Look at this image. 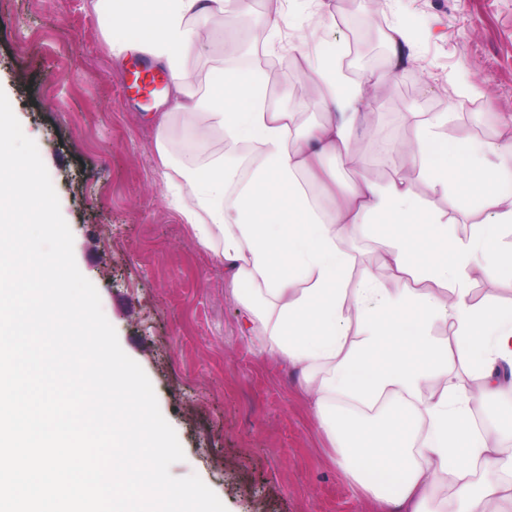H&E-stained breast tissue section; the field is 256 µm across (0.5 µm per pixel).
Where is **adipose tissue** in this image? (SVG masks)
Wrapping results in <instances>:
<instances>
[{
  "label": "adipose tissue",
  "instance_id": "obj_1",
  "mask_svg": "<svg viewBox=\"0 0 512 512\" xmlns=\"http://www.w3.org/2000/svg\"><path fill=\"white\" fill-rule=\"evenodd\" d=\"M94 10L110 28L113 51L149 54L172 75V110L156 114L153 123L165 176L184 187L174 205L198 242L223 261L247 324L258 326L266 347L315 384L320 425L346 436L338 458L344 473L387 512H425L442 474L461 481L480 476L482 496L511 489L512 452L473 426V392L450 379L431 390L426 384L453 361L478 376L483 394L512 397V306H479L470 297L478 276L493 272L512 280V252L496 249L502 233L512 231V191L499 188L512 171V139L445 138L443 115L417 124L412 158L422 186L457 188L478 198L486 214L467 238L450 235L447 220L400 174L384 184L361 179L322 205L301 178L312 175L326 190L335 184L323 161H351L352 130L376 108L369 86L381 75L351 80L339 65L342 46L323 50L319 66L308 72L322 119L302 131L292 113L268 102L263 72L220 70L204 93L190 92L184 63L224 0H95ZM175 110L219 130L225 142L253 148L246 173L226 169L220 154L204 161L191 150L173 159L168 134ZM370 227L392 279L367 272L352 287L341 242ZM407 275L423 289L404 285ZM434 282L450 299L431 290ZM353 317L362 340L349 349L346 327ZM436 317L452 328L453 347L431 336ZM388 394L406 398L410 409L382 428L336 406L340 400L370 404Z\"/></svg>",
  "mask_w": 512,
  "mask_h": 512
}]
</instances>
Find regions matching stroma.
I'll return each mask as SVG.
<instances>
[{
    "instance_id": "1",
    "label": "stroma",
    "mask_w": 512,
    "mask_h": 512,
    "mask_svg": "<svg viewBox=\"0 0 512 512\" xmlns=\"http://www.w3.org/2000/svg\"><path fill=\"white\" fill-rule=\"evenodd\" d=\"M280 12L279 36L264 39L263 54L287 63L274 104L304 127L321 114L293 44H342L341 65L357 81L386 68L390 27L422 30L411 61L373 90L382 107L353 135L344 186L390 180L373 171L374 146L390 135L413 144L412 113L450 112L452 137L485 121L500 130L512 115V0H383L378 9L371 0H281ZM265 16L256 7L213 23L188 61L194 89L213 68L248 64ZM135 64L165 73L147 54H113L91 0H0V89L49 171L78 269L183 447L172 475H197L227 512H381L337 466L312 388L264 347L260 330L245 327L223 263L171 206L151 120L168 111L171 91L148 99L127 88ZM469 85L477 94L451 112ZM422 198L436 213H454L451 231L461 238L485 217L462 197ZM463 380L476 391L473 413L499 445H512V399L479 394L477 376Z\"/></svg>"
}]
</instances>
